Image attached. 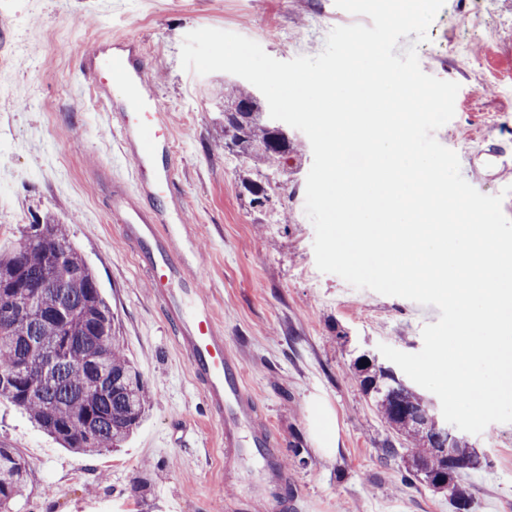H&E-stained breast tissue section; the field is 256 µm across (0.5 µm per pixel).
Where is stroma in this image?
<instances>
[{
	"instance_id": "35a3bbf8",
	"label": "stroma",
	"mask_w": 512,
	"mask_h": 512,
	"mask_svg": "<svg viewBox=\"0 0 512 512\" xmlns=\"http://www.w3.org/2000/svg\"><path fill=\"white\" fill-rule=\"evenodd\" d=\"M0 0V249L23 226L56 220L95 272L126 354L142 372L150 408L126 447L83 456L62 448L25 411L0 399V446L16 449L31 481L13 512H268L274 490L258 453L224 461L202 386L178 352L135 242L112 221V184L100 167L124 158L111 113L78 87L87 43L138 41L166 107L177 186L168 207L185 221L172 240L197 263L189 274L239 360L289 495L300 512H452L447 495L405 484L401 458L382 460L391 430L352 371L379 344L423 347L436 307L357 289L315 264L305 214L313 155L307 136L279 173L224 150L216 105L232 74L184 70L185 35L216 28L258 42L271 57L315 56L342 14L334 0ZM416 46L429 75L459 83L455 114L435 131L475 189L512 185V0H445ZM269 181L251 205L243 178ZM327 409L334 452L320 453L313 411ZM466 441L490 460L463 474L471 512H512V423Z\"/></svg>"
}]
</instances>
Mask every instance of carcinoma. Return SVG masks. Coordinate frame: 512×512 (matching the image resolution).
Returning <instances> with one entry per match:
<instances>
[{"mask_svg": "<svg viewBox=\"0 0 512 512\" xmlns=\"http://www.w3.org/2000/svg\"><path fill=\"white\" fill-rule=\"evenodd\" d=\"M224 101L247 104L224 115L230 152L275 171L298 152L297 141L277 136L253 91L226 83ZM22 239L29 244L0 251V397L25 410L65 448L83 454L121 448L145 417L150 397L137 365L124 352L96 276L64 225L30 224ZM58 249L63 261L55 265L49 256ZM22 276L44 288L25 318L7 322L5 313L20 304L13 284ZM55 309L67 311L65 323L47 316ZM53 350L60 357L36 387L28 389L14 377L20 359L39 374L45 355ZM365 360L364 355L355 359L354 374L395 435L379 448L380 457H401L405 482L423 481L446 493L454 512H470L472 494L461 476L488 465L487 459L463 442L458 460L449 461L444 449L454 434L433 421L430 403L392 368ZM28 477L16 450L0 448V512H11Z\"/></svg>", "mask_w": 512, "mask_h": 512, "instance_id": "cac0c4a2", "label": "carcinoma"}]
</instances>
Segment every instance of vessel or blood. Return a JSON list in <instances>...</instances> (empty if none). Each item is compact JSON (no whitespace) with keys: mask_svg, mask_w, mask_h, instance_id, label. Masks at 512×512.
Masks as SVG:
<instances>
[{"mask_svg":"<svg viewBox=\"0 0 512 512\" xmlns=\"http://www.w3.org/2000/svg\"><path fill=\"white\" fill-rule=\"evenodd\" d=\"M81 74L94 87L102 109L118 113L116 131L131 150V178L120 181L113 192L112 219L125 226L138 246L173 339L203 384L208 417L221 430L224 455L233 457L242 448L266 449L267 469L277 475L268 432L257 421L253 398L238 361L224 344L223 331L198 298L181 255L158 234L159 214L133 201L137 194L151 200L167 197L175 179L173 168L162 161L169 140L165 112L152 92L137 42L101 39L83 54Z\"/></svg>","mask_w":512,"mask_h":512,"instance_id":"b4317fda","label":"vessel or blood"}]
</instances>
